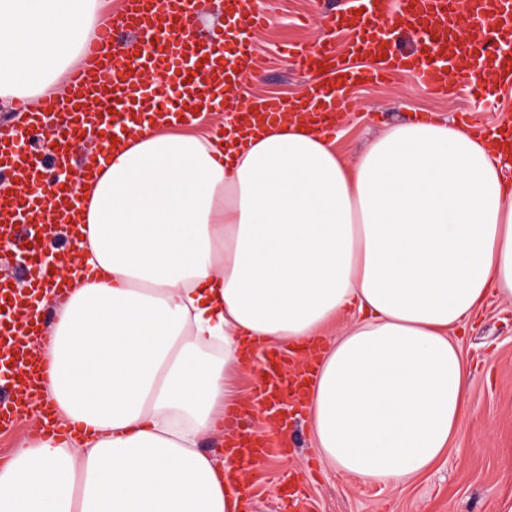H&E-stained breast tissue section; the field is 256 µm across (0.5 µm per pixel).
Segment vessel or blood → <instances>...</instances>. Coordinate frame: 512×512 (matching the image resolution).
I'll return each instance as SVG.
<instances>
[{"label":"vessel or blood","mask_w":512,"mask_h":512,"mask_svg":"<svg viewBox=\"0 0 512 512\" xmlns=\"http://www.w3.org/2000/svg\"><path fill=\"white\" fill-rule=\"evenodd\" d=\"M270 6L271 0H251L246 10L242 0H224L225 13L241 18V51L232 60L224 55L223 30H214L203 41L195 38L192 28L200 0H120L118 14H104L99 35L87 46L83 64L70 73L64 95L43 97L25 126L0 120V171L15 179L13 196L0 197V230L7 238L0 247V266L12 265L14 253H27L32 242L28 225L66 224L78 215L79 197L62 188L53 191L50 208H43L42 175L49 163L57 161L76 163L84 176L101 167L106 148L77 151L80 126L106 111L110 117L103 124L104 135H123L129 129L128 105L142 99L145 77L163 65L179 77L175 89L153 93L154 110L161 117L192 122L194 115L187 112V105H215V93L235 87L239 72L260 71L251 41L267 21ZM352 9L357 16L342 51L302 46L292 52L293 66L312 77L297 105L291 108L279 98L255 97L250 101L252 120L290 111L305 117L330 105L346 111L352 106L343 92L346 85L382 81L400 73L443 98L455 93L448 81L452 74L475 80L489 76L499 87L512 84V51L503 49L512 42V0H352ZM391 24L417 35L433 63L399 51L385 33ZM118 26L131 36L115 45L111 35ZM354 57L370 61V68L352 67ZM47 113L59 115L64 128L56 149L42 158L32 145L45 136L40 118ZM60 282V274L29 271L27 292L20 295L13 280L0 278V295H13L16 307L11 320L0 322V359L11 365L8 392L0 397L1 426L26 417L40 393L48 366L35 362L28 343L29 338L42 336L41 321L30 308L31 297L58 288ZM287 451L288 441L276 427L259 446H240L239 456L244 468L251 469Z\"/></svg>","instance_id":"vessel-or-blood-1"}]
</instances>
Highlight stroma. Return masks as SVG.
Returning <instances> with one entry per match:
<instances>
[{
    "label": "stroma",
    "instance_id": "35a3bbf8",
    "mask_svg": "<svg viewBox=\"0 0 512 512\" xmlns=\"http://www.w3.org/2000/svg\"><path fill=\"white\" fill-rule=\"evenodd\" d=\"M282 0L266 27L253 38L268 68L250 77V93L289 98L302 95L308 75L293 69L292 44L312 43L348 11L346 0ZM458 98L438 99L404 74L382 84L352 87L350 111L336 123L337 145L346 159H355L369 139L396 122L430 112L456 124L462 109L477 107L480 123L512 128V88L496 90L483 100L472 82L459 84ZM471 371L467 416L458 440L427 472L405 487L363 485L339 474L315 452L306 411L295 406L289 431L294 444L287 456L269 459L247 473L245 512H288V495L303 489L298 512H512V302L490 299L457 332ZM238 389L248 410L225 421L217 433L200 439L201 452L223 458L227 439L242 434H268L272 426L254 401L256 380L242 374Z\"/></svg>",
    "mask_w": 512,
    "mask_h": 512
}]
</instances>
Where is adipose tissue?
Returning <instances> with one entry per match:
<instances>
[{
    "label": "adipose tissue",
    "mask_w": 512,
    "mask_h": 512,
    "mask_svg": "<svg viewBox=\"0 0 512 512\" xmlns=\"http://www.w3.org/2000/svg\"><path fill=\"white\" fill-rule=\"evenodd\" d=\"M100 6L0 0V103L37 99L82 58ZM511 168L434 119L389 125L350 164L313 126L143 125L78 188L80 265L39 350L64 433L0 468V512H241L231 462L197 442L237 410L249 340L319 346L307 411L337 472L418 478L466 415L454 331L512 299Z\"/></svg>",
    "instance_id": "ef3b65f1"
}]
</instances>
